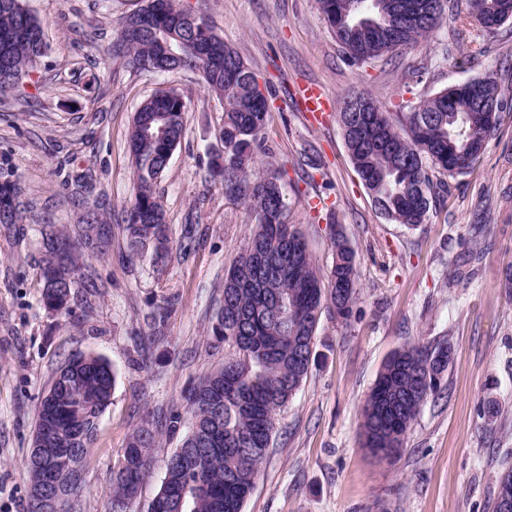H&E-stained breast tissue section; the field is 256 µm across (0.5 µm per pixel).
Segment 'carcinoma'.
<instances>
[{
    "mask_svg": "<svg viewBox=\"0 0 512 512\" xmlns=\"http://www.w3.org/2000/svg\"><path fill=\"white\" fill-rule=\"evenodd\" d=\"M406 0H320L325 19L336 15L331 28L350 59L366 62L420 44L447 23L448 0H434L433 11L408 16L377 5ZM480 16L473 19L483 32L512 19V0H478ZM190 12L178 0H144L121 22L114 51L138 71L155 62L154 72L175 70L177 61L159 59L157 36L175 33L185 58L182 68L201 74L208 92L224 104V157L213 155L210 175L224 185V194L247 204L255 224L245 253L224 280V307L212 326L224 343V366L193 386L187 396L188 418L173 414L141 427L130 437L115 462L112 498L131 500L149 476V448L159 433H176L188 424L181 448L195 466L175 464L165 470L152 512H174L172 495L183 493L180 512H243L267 455L277 415L307 378L315 363V332L323 311L347 321L357 303L354 251L340 235L333 237V264L323 273L316 267L303 237L286 222L288 204L279 181L283 172L269 165L263 176L251 171L263 150L262 133L270 112L257 76L237 51L227 48L218 57L208 47L221 36L203 18L187 20ZM41 23L21 0H0V92H8L30 76L48 51L47 42L28 34ZM480 95L452 93L409 104L394 120L369 96L354 101L350 112L343 101L339 121L350 127L347 146L355 171L375 208L388 220L406 227L424 222L433 182L430 172L456 177L468 173L480 159L496 123L487 112L512 106L497 78L474 77ZM186 95L169 89L145 99L133 116L129 155L134 195L121 215L129 258L151 255L157 265L169 257L166 212L157 187L184 135ZM24 187L17 180L0 182V224H15L25 209ZM112 225L101 208L87 213L78 237L47 225L42 237L43 302L60 314L72 312V288L80 271L83 249H106ZM453 357L447 339L434 344L408 343L384 364L362 408L364 446L401 452L405 437L429 397L440 392L443 374ZM113 374L101 357L78 353L56 372L41 398L35 425L39 436L51 427L52 448H80L90 455L98 421L112 396ZM29 512L34 493L44 484V464H25ZM56 512H69L70 500L84 484L78 472L60 467Z\"/></svg>",
    "mask_w": 512,
    "mask_h": 512,
    "instance_id": "cac0c4a2",
    "label": "carcinoma"
}]
</instances>
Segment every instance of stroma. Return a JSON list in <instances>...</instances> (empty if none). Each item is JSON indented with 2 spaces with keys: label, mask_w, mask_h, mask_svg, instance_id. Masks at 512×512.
Masks as SVG:
<instances>
[{
  "label": "stroma",
  "mask_w": 512,
  "mask_h": 512,
  "mask_svg": "<svg viewBox=\"0 0 512 512\" xmlns=\"http://www.w3.org/2000/svg\"><path fill=\"white\" fill-rule=\"evenodd\" d=\"M270 85L263 131L283 166L287 221L320 270L342 234L355 253L358 302L348 322L322 313L315 364L278 415L243 512H493L512 469V111L479 162L448 179L414 228L385 219L357 175L337 115L315 122L293 94L316 84L334 102L369 95L389 112L493 70L512 92V22L493 33L449 19L418 46L352 61L319 0H180ZM49 45L37 70L0 94V165L25 187L22 223L0 224V512H28L24 461L40 397L75 352L105 359L115 383L85 465L74 512H107L112 466L138 427L186 413L185 396L224 364L211 327L224 278L245 252L253 217L210 178L222 103L200 73L142 74L114 54L121 19L141 0H24ZM175 88L185 133L158 192L173 247L166 265L131 261L113 230L104 255L85 252L72 313L41 302V232L76 223L66 181L87 175L92 197L120 217L133 193L127 141L139 104ZM449 338L454 357L401 454L363 446L361 410L385 362L404 344ZM496 415H487V407ZM182 434H162L150 476L126 512H147Z\"/></svg>",
  "instance_id": "stroma-1"
}]
</instances>
